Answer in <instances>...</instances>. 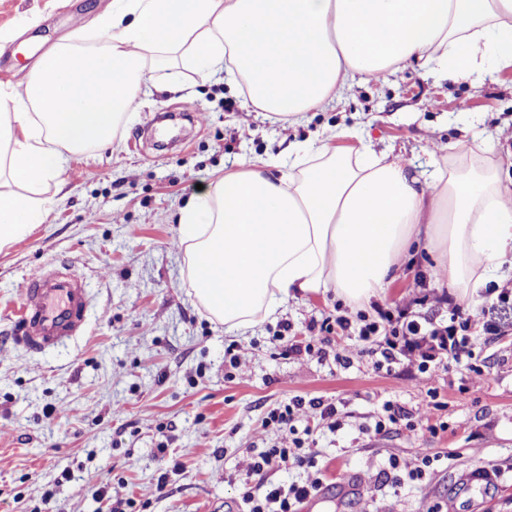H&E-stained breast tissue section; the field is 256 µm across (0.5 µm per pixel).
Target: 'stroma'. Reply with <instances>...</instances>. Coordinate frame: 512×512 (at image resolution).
<instances>
[{
  "label": "stroma",
  "mask_w": 512,
  "mask_h": 512,
  "mask_svg": "<svg viewBox=\"0 0 512 512\" xmlns=\"http://www.w3.org/2000/svg\"><path fill=\"white\" fill-rule=\"evenodd\" d=\"M112 0H0V89L31 68L76 22L90 23ZM176 81L191 94L142 85V106L110 143L90 148L62 189L48 187L47 215L0 249V512H98L94 493L133 498L128 512H225L239 498L231 478L254 449L270 446L262 421L294 396L334 402L337 431L316 434L323 473L317 504L300 512H512V335L477 342L482 375L449 363L430 377L399 381L358 356L354 341L334 360L283 356L273 336L304 333L335 314L334 294L292 299L276 320L245 335L225 333L196 302L178 246V212L199 187L252 159L288 162V146L316 134L339 146L370 143L428 174L445 147L491 138L512 152V68L475 82L439 79L411 66L380 83H357L333 108L308 112L283 128L250 103L242 82L224 72L186 69ZM354 130L351 138L340 137ZM68 264L88 290L84 333L41 354L15 342L17 308L30 274ZM435 260L414 248L383 304L408 294L416 273ZM430 287L445 288L431 278ZM249 348L232 370L228 348ZM437 397L438 436L405 428L374 435L383 401L411 409ZM65 406L66 416L49 418ZM438 456L422 478L395 480L389 460L414 464L416 451ZM500 469L490 494L467 499L456 488L480 466ZM349 476L352 493L337 489Z\"/></svg>",
  "instance_id": "35a3bbf8"
}]
</instances>
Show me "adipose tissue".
Masks as SVG:
<instances>
[{
	"label": "adipose tissue",
	"mask_w": 512,
	"mask_h": 512,
	"mask_svg": "<svg viewBox=\"0 0 512 512\" xmlns=\"http://www.w3.org/2000/svg\"><path fill=\"white\" fill-rule=\"evenodd\" d=\"M95 28L101 47L60 44L0 94V248L41 222L40 189L64 186L138 112L142 84L175 90L172 69L242 79L288 127L416 61L455 82L512 65V0H112ZM289 153L280 174L248 162L180 212L194 296L225 332L329 291L370 304L415 244L465 296L512 256V153L449 154L426 182L366 143L342 153L325 137Z\"/></svg>",
	"instance_id": "adipose-tissue-1"
}]
</instances>
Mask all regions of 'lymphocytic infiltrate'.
<instances>
[{
	"label": "lymphocytic infiltrate",
	"mask_w": 512,
	"mask_h": 512,
	"mask_svg": "<svg viewBox=\"0 0 512 512\" xmlns=\"http://www.w3.org/2000/svg\"><path fill=\"white\" fill-rule=\"evenodd\" d=\"M333 319L311 321L301 338H289L283 352L300 359H326L335 339L362 342L363 352L373 359L375 369L399 376L416 373L436 375L449 362L472 363L477 337L505 335V324L493 317L481 319L469 314L444 290L428 287L424 275H417L408 295L387 307H376L374 314L352 312L337 305ZM436 402L408 411L392 401H384L374 431L383 433L398 425L421 429L435 435L447 431L446 422L433 419ZM343 420L335 404L319 398L292 397L273 408L262 422L263 430L274 431L278 441L252 456L240 478L241 512H299L300 505L323 489L312 447L320 426L339 429ZM308 468L304 482L287 486L265 481L271 470Z\"/></svg>",
	"instance_id": "f902f5d3"
}]
</instances>
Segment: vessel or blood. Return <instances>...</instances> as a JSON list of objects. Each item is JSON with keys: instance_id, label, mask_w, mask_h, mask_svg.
Instances as JSON below:
<instances>
[{"instance_id": "obj_1", "label": "vessel or blood", "mask_w": 512, "mask_h": 512, "mask_svg": "<svg viewBox=\"0 0 512 512\" xmlns=\"http://www.w3.org/2000/svg\"><path fill=\"white\" fill-rule=\"evenodd\" d=\"M88 310L83 282L62 265L40 267L23 290L20 344L35 352L82 335Z\"/></svg>"}]
</instances>
